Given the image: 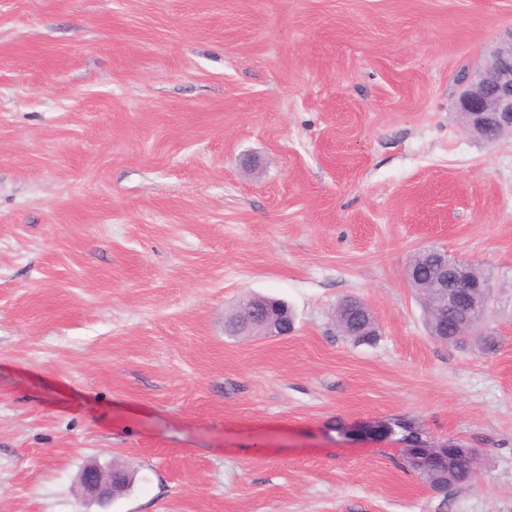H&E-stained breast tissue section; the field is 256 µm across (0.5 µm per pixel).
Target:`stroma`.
Returning <instances> with one entry per match:
<instances>
[{"mask_svg":"<svg viewBox=\"0 0 512 512\" xmlns=\"http://www.w3.org/2000/svg\"><path fill=\"white\" fill-rule=\"evenodd\" d=\"M512 0H0V512H434L400 466L483 451L448 512H512V138L453 110ZM437 247L495 285L496 353L433 340ZM260 293L292 333L225 337ZM352 296L381 336L353 345ZM132 489L100 506L84 468ZM341 301L337 303L334 312V324L341 336L353 343H361L362 340H374L378 336V327L373 322H370L358 332L360 336H353L355 326L366 324L365 314L361 315L358 312L349 311L343 306L345 301L342 303Z\"/></svg>","mask_w":512,"mask_h":512,"instance_id":"obj_1","label":"stroma"}]
</instances>
